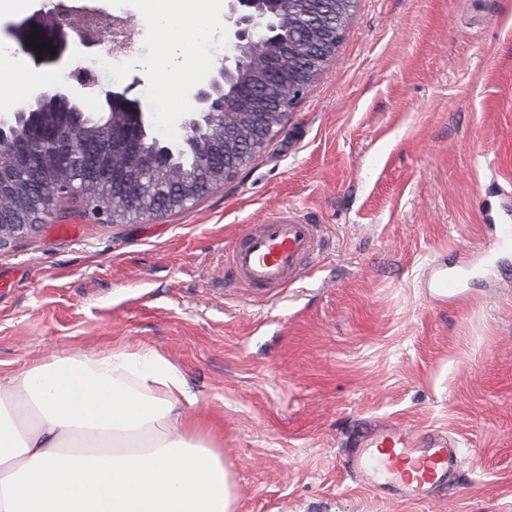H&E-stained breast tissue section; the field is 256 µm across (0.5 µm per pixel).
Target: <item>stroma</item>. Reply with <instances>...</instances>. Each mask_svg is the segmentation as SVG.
<instances>
[{"label":"stroma","mask_w":512,"mask_h":512,"mask_svg":"<svg viewBox=\"0 0 512 512\" xmlns=\"http://www.w3.org/2000/svg\"><path fill=\"white\" fill-rule=\"evenodd\" d=\"M101 3L141 34L96 71L102 93L132 87L148 136L177 145L186 113L159 101L141 0ZM16 20L0 14V48L35 92H75L73 67L103 55L34 67ZM102 93L73 101L100 116ZM509 186L512 0H358L335 58L228 187L121 224L71 198L0 250V377L54 349L156 350L223 448L237 512H512V275L470 276L448 301L425 286L435 260H472ZM285 207L325 227L316 270L275 301L225 290V248ZM361 421L452 433L448 493L405 503L345 476L339 441Z\"/></svg>","instance_id":"35a3bbf8"}]
</instances>
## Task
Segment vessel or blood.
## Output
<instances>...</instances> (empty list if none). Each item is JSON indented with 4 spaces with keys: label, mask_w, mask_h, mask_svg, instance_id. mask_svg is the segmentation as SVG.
<instances>
[{
    "label": "vessel or blood",
    "mask_w": 512,
    "mask_h": 512,
    "mask_svg": "<svg viewBox=\"0 0 512 512\" xmlns=\"http://www.w3.org/2000/svg\"><path fill=\"white\" fill-rule=\"evenodd\" d=\"M321 225L285 208L250 226L224 253V287L256 299L274 300L303 280L322 253ZM342 467L376 489L423 501L446 490L461 468L459 441L434 431L384 422L354 428L344 439Z\"/></svg>",
    "instance_id": "b4317fda"
}]
</instances>
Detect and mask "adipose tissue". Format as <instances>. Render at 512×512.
<instances>
[{
    "mask_svg": "<svg viewBox=\"0 0 512 512\" xmlns=\"http://www.w3.org/2000/svg\"><path fill=\"white\" fill-rule=\"evenodd\" d=\"M216 0H148L163 100L210 65ZM182 371L152 349L53 355L0 379V512H235L220 449L192 433Z\"/></svg>",
    "mask_w": 512,
    "mask_h": 512,
    "instance_id": "obj_1",
    "label": "adipose tissue"
}]
</instances>
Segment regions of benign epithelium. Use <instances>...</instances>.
<instances>
[{"label": "benign epithelium", "instance_id": "benign-epithelium-1", "mask_svg": "<svg viewBox=\"0 0 512 512\" xmlns=\"http://www.w3.org/2000/svg\"><path fill=\"white\" fill-rule=\"evenodd\" d=\"M356 2L301 0L304 16L314 23L301 41L290 44L286 39L281 40L279 60L273 61L267 23L270 14L278 11L282 26L288 27V22L295 18L288 13V0H228V11L224 14L228 38V53L222 61L224 74H230L236 58L245 53L265 70L274 93L264 95L250 80L243 79L238 85L235 101L228 105L224 103V87L218 77L195 88L191 94L194 106L182 123V142L188 144L210 139L211 149L206 155L204 174L192 182L180 180L174 192L156 202L144 216L154 217L174 211L204 193L226 185L249 159L264 150L268 140L286 126L288 112L301 101L328 59L335 55L341 41L344 28H330L318 22L325 11L324 4H329L333 10L338 8L348 16ZM35 30L39 31L36 41L51 45V48L43 49L40 61L29 42ZM71 31L83 47H101L110 53L123 44L114 25L96 22L87 25L81 20L53 19L42 12L11 27V34L20 48L35 60L37 66L46 68L67 64L72 55ZM130 92L129 86L121 91L105 92L109 111L120 114L123 121L110 122L102 132L91 136H76L87 118L80 109L58 111L51 125L30 128L14 141L8 137L19 133L15 129L18 113L0 116V175L4 177L19 170L33 173L50 162L79 152L89 169H112V200L117 203V210L143 206L144 199L152 195V185L138 177L142 162L136 157L138 150L133 130L145 126V115L139 102L129 98ZM33 188L43 190L45 185L18 182L0 189V249L38 228L36 224L12 222V218L24 210L25 195Z\"/></svg>", "mask_w": 512, "mask_h": 512}]
</instances>
